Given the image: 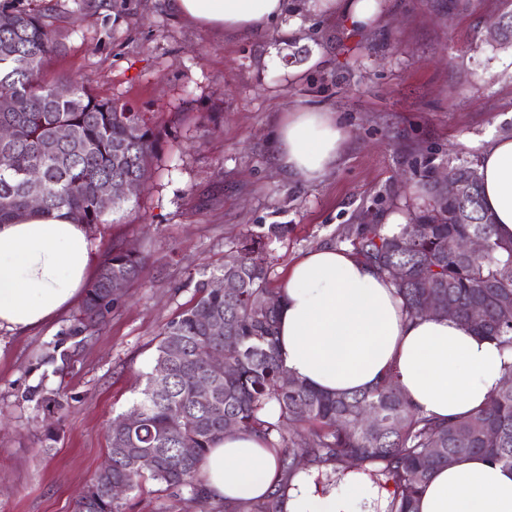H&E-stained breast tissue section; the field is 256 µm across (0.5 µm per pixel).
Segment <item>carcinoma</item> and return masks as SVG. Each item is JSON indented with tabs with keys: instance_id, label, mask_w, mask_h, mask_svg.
Listing matches in <instances>:
<instances>
[{
	"instance_id": "cac0c4a2",
	"label": "carcinoma",
	"mask_w": 512,
	"mask_h": 512,
	"mask_svg": "<svg viewBox=\"0 0 512 512\" xmlns=\"http://www.w3.org/2000/svg\"><path fill=\"white\" fill-rule=\"evenodd\" d=\"M0 88L15 89L13 106L0 112V124L15 129L0 142V224H8L27 209L23 179L36 173L42 181L45 213L63 211L75 224L92 230L108 223L107 216L126 201L103 211L97 203L103 179L130 177L146 182L160 150V133L144 112L93 95L74 84V96L60 98L63 78H41L59 42L42 17L23 10L0 9ZM69 127L72 140L44 151L59 126ZM448 176L473 178L474 199L464 205L442 196L438 180L429 183L433 203L412 211V223L390 230L382 224L361 225L351 241L355 253L382 272L392 264L406 269V280L395 283L398 296L412 317L428 295L439 304V315L456 305L455 318L479 333L512 348V319L501 317L500 306L512 305V240L498 237L484 208L477 164L465 161L448 168ZM484 236L485 255L464 261L458 241L474 233ZM288 233L286 224H260L235 246L238 261L225 265L210 282L196 285L197 297L163 328L156 345L153 371L146 374L141 398L133 406L139 421L116 419L109 431L112 467L100 470L76 502V512H124L123 500L112 498L114 483L133 491L147 482L166 490L185 489L189 501L208 500L198 478V462L213 443L229 431L254 433L277 450L281 473L303 467L341 479L357 460L358 474L389 492L385 512H416L423 486L432 474L458 459L482 454L512 466V386L500 387L485 406L462 419L437 421L413 407L392 375L358 392L326 394L311 386L286 381L277 351V289L271 287L266 261L270 245ZM142 263L138 254L112 246L88 285L74 335L92 337L118 299L110 297L111 282L133 281ZM486 303L484 317L475 320L470 305ZM219 318L224 332L213 334L202 317ZM221 353L232 369L229 378H211L205 359ZM164 367L168 382L158 389L154 371ZM211 381L202 399L196 379ZM275 404L271 419L266 407ZM492 428L498 440L488 443L483 430ZM286 486L280 484L265 500L239 503L229 512H282Z\"/></svg>"
}]
</instances>
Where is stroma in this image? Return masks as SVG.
Returning <instances> with one entry per match:
<instances>
[{
	"label": "stroma",
	"instance_id": "obj_1",
	"mask_svg": "<svg viewBox=\"0 0 512 512\" xmlns=\"http://www.w3.org/2000/svg\"><path fill=\"white\" fill-rule=\"evenodd\" d=\"M288 0L291 34L211 31L166 0H0L43 16L60 43L47 77L147 113L162 151L136 201L91 232L93 264L131 244L140 273L92 339L71 328L73 302L50 324L0 330V512H75L108 459V428L138 399L162 328L196 285L260 224H284L271 279L323 246L350 247L362 224L428 200L425 176L477 161L490 135H512V49L485 40L512 0H380L385 19L360 29ZM335 112L350 130L339 158L304 183L275 161L289 112ZM71 352L64 369L47 357ZM57 392L61 409L39 404ZM195 510L146 483L125 512Z\"/></svg>",
	"mask_w": 512,
	"mask_h": 512
}]
</instances>
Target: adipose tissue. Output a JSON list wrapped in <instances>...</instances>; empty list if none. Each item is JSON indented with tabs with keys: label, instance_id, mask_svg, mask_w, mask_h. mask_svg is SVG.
<instances>
[{
	"label": "adipose tissue",
	"instance_id": "adipose-tissue-1",
	"mask_svg": "<svg viewBox=\"0 0 512 512\" xmlns=\"http://www.w3.org/2000/svg\"><path fill=\"white\" fill-rule=\"evenodd\" d=\"M176 16L210 30L262 36L286 29L287 0H168ZM313 13L341 15L358 27L383 19L378 0H308ZM349 139L334 113L302 107L276 133L279 164L312 182ZM483 201L497 234L512 239V136L488 138L478 162ZM92 241L61 212H26L0 224V329L25 333L67 308L89 285ZM278 354L288 375L325 392H352L394 373L412 405L439 420L483 407L503 383L512 349L452 317L405 312L387 275L353 251L320 247L297 260L279 285ZM198 472L211 501L263 499L280 480L276 453L254 434L225 433L208 448ZM381 493L348 475L320 487L296 475L283 512H376ZM418 512H512V467L483 456L437 470Z\"/></svg>",
	"mask_w": 512,
	"mask_h": 512
}]
</instances>
